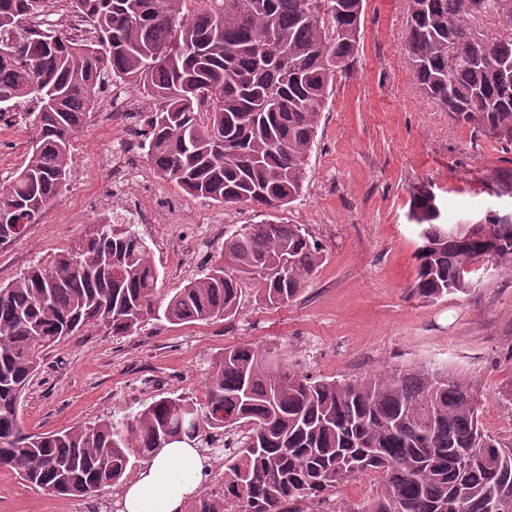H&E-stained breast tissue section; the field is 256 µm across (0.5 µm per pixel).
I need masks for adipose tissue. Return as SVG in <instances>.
<instances>
[{
	"mask_svg": "<svg viewBox=\"0 0 512 512\" xmlns=\"http://www.w3.org/2000/svg\"><path fill=\"white\" fill-rule=\"evenodd\" d=\"M212 461L198 449L174 444L160 449L120 492V512H180L187 495L204 485Z\"/></svg>",
	"mask_w": 512,
	"mask_h": 512,
	"instance_id": "adipose-tissue-1",
	"label": "adipose tissue"
}]
</instances>
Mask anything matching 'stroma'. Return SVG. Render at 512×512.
Masks as SVG:
<instances>
[{
    "label": "stroma",
    "instance_id": "1",
    "mask_svg": "<svg viewBox=\"0 0 512 512\" xmlns=\"http://www.w3.org/2000/svg\"><path fill=\"white\" fill-rule=\"evenodd\" d=\"M407 0H365L351 72L337 78L308 159L303 194L281 209L227 207L194 198L161 179L145 155L121 194L112 159L149 103L138 89L121 122L94 113L77 135L66 189L23 236L0 244V283L42 258L74 247L113 210L133 200L154 223L137 225L166 289L182 287L217 260L228 233L273 220L305 225L325 260L288 305L264 308L243 296L234 320L172 325L152 321L129 336L102 331L51 351L23 398L28 433L57 432L110 416L138 415L163 396L203 400V382L225 348L251 344L289 367L325 380L357 379L419 365H447L478 380L485 430L512 440V264L478 271L473 287L434 302L410 292L419 244L409 217L416 186L431 185L450 219L484 218L512 205L491 185L512 170V146L449 118L415 81L406 47ZM0 132V180L26 157L24 113ZM223 223H213V216ZM99 499L63 500L0 469V512H90Z\"/></svg>",
    "mask_w": 512,
    "mask_h": 512
}]
</instances>
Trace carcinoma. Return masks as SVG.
<instances>
[{"instance_id": "carcinoma-1", "label": "carcinoma", "mask_w": 512, "mask_h": 512, "mask_svg": "<svg viewBox=\"0 0 512 512\" xmlns=\"http://www.w3.org/2000/svg\"><path fill=\"white\" fill-rule=\"evenodd\" d=\"M85 36L60 32L46 0H0V119L40 110L27 161L0 182V243L24 234L66 186L73 140L107 85L152 101L140 148L194 198L282 208L297 201L337 76L359 48L364 0H70ZM406 42L422 92L457 123L512 143V0H408ZM412 294L465 293L483 260L512 262V218L476 233L446 224L434 192L412 193ZM303 224H245L221 260L180 288L130 224H99L75 249L0 286V468L61 499L121 486L171 443L221 457L218 487L190 512H322L367 472L376 496L349 512H512V441L485 433L478 382L446 366L325 380L242 344L224 349L204 401L161 397L139 415L26 434L22 397L46 355L100 329L128 336L152 320L235 317L249 287L278 308L323 263ZM493 453L484 455L483 449Z\"/></svg>"}]
</instances>
